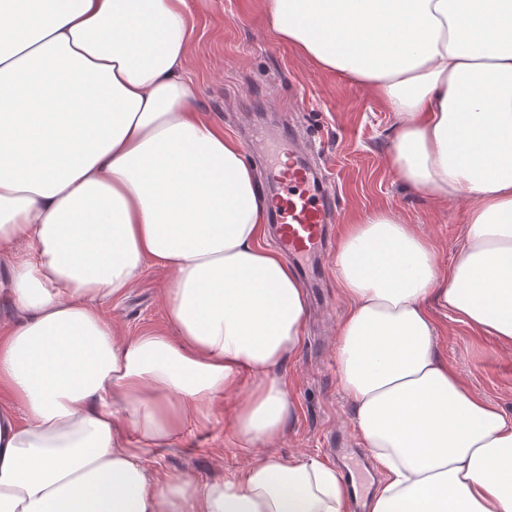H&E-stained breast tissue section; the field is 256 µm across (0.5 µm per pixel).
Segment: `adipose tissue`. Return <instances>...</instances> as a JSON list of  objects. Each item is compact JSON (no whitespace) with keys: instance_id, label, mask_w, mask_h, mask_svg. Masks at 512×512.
Listing matches in <instances>:
<instances>
[{"instance_id":"1","label":"adipose tissue","mask_w":512,"mask_h":512,"mask_svg":"<svg viewBox=\"0 0 512 512\" xmlns=\"http://www.w3.org/2000/svg\"><path fill=\"white\" fill-rule=\"evenodd\" d=\"M188 0H0V512H347L344 475L268 451L296 416L279 369L307 319L264 242L239 143L192 109ZM277 35L396 112L391 166L468 203L448 272L390 210L337 243L339 385L386 478L370 512H512V415L437 348L432 308L512 346V0H267ZM171 272L174 335L119 338L97 301ZM230 416L251 461L158 479L148 449Z\"/></svg>"}]
</instances>
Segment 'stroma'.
I'll return each instance as SVG.
<instances>
[{
  "instance_id": "35a3bbf8",
  "label": "stroma",
  "mask_w": 512,
  "mask_h": 512,
  "mask_svg": "<svg viewBox=\"0 0 512 512\" xmlns=\"http://www.w3.org/2000/svg\"><path fill=\"white\" fill-rule=\"evenodd\" d=\"M188 27L187 75L196 85L197 112L238 141L251 126L265 127L274 144L285 109H295L303 156L327 174L335 193L337 224L366 211L392 210L433 241L440 268L451 265L466 238L467 204L436 202L401 181L387 160L398 120L370 89L320 69L280 40L265 0H189ZM319 260L327 286L320 302H308L303 342L281 370L297 413L272 451L286 461L301 452L325 461L347 449L343 462L368 498L385 474L363 447L338 381L336 328L349 303L336 281V254L323 252ZM170 283L168 271L149 265L124 295L101 300L100 306L121 336L168 333L172 325L162 293ZM434 318L441 357L470 391L512 414V346L479 334L452 314L438 310ZM248 389L244 383L218 397L207 427L169 448L147 451V468L208 481L244 467L249 458L234 441L230 414Z\"/></svg>"
}]
</instances>
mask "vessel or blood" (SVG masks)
<instances>
[{
    "mask_svg": "<svg viewBox=\"0 0 512 512\" xmlns=\"http://www.w3.org/2000/svg\"><path fill=\"white\" fill-rule=\"evenodd\" d=\"M284 141L290 146L288 165L269 170L278 191L272 196L268 216L277 230L280 250L295 261L324 248L335 200L325 192L315 170L297 160L292 136H285Z\"/></svg>",
    "mask_w": 512,
    "mask_h": 512,
    "instance_id": "vessel-or-blood-1",
    "label": "vessel or blood"
}]
</instances>
